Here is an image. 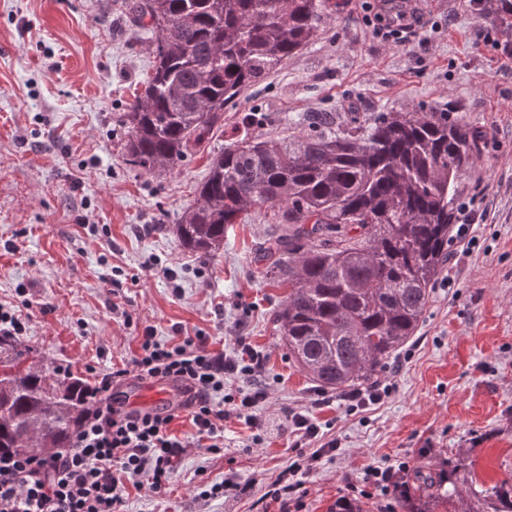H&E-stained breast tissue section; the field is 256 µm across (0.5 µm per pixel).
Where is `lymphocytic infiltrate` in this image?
I'll list each match as a JSON object with an SVG mask.
<instances>
[{"label":"lymphocytic infiltrate","mask_w":512,"mask_h":512,"mask_svg":"<svg viewBox=\"0 0 512 512\" xmlns=\"http://www.w3.org/2000/svg\"><path fill=\"white\" fill-rule=\"evenodd\" d=\"M265 358L249 344L233 352L215 350L208 337L183 336L175 342L157 340L144 327L130 365L98 373L88 410L71 437V445L49 457L0 453V512H123L125 488L120 475L145 477L150 492L166 496L186 448L209 453L224 449V421L236 417L260 441L266 422L257 414L268 397L259 379ZM170 380L186 399L179 405L193 428L192 439L169 430L173 414L130 410L115 390L128 376ZM243 384L227 390V377ZM285 421L300 453L279 477L288 490H298L314 462L336 450L323 440L313 417L289 411Z\"/></svg>","instance_id":"1"}]
</instances>
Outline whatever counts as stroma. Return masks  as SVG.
<instances>
[{
  "label": "stroma",
  "instance_id": "obj_1",
  "mask_svg": "<svg viewBox=\"0 0 512 512\" xmlns=\"http://www.w3.org/2000/svg\"><path fill=\"white\" fill-rule=\"evenodd\" d=\"M129 2L0 0V302L27 304L31 359L89 380L129 364L147 326L163 341L201 333L229 351L245 339L266 357L260 413L272 431L250 448V429L226 419L223 453L188 448L165 497L124 477L126 512H330L341 498L383 512L389 499L364 495V473L401 462L466 459L480 490L512 478V32L469 0H409L428 25L401 44L367 25L362 0H332L334 20L225 107L223 127L197 153L148 175L126 163L119 125L156 40ZM422 105L456 113L483 137L460 194L473 244L447 264L415 336L379 373L391 394L364 409L315 405L318 385L273 321L286 290L254 262L284 225L255 210L208 256L183 247L173 226L239 131L271 141L306 134L320 112ZM291 409L310 411L337 452L282 508L263 496L295 458L280 428ZM232 475L252 490L200 498Z\"/></svg>",
  "mask_w": 512,
  "mask_h": 512
}]
</instances>
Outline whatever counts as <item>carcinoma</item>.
<instances>
[{
    "label": "carcinoma",
    "mask_w": 512,
    "mask_h": 512,
    "mask_svg": "<svg viewBox=\"0 0 512 512\" xmlns=\"http://www.w3.org/2000/svg\"><path fill=\"white\" fill-rule=\"evenodd\" d=\"M512 30V0H471ZM157 33L153 73L123 113L125 160L172 170L223 125L224 106L313 40L329 0H138ZM480 139L452 112H379L338 124L326 112L305 136L256 141L243 134L212 156L197 198L175 225L181 244L210 255L229 224L273 210L288 234L267 240L255 261L288 286L275 315L288 353L320 386L368 382L415 336L448 263L462 175ZM359 232L348 241V231ZM27 349L0 342V450L70 447L88 408L81 377H52ZM36 430L29 432L31 421ZM462 460L424 463L394 494L401 512H512V479L476 490Z\"/></svg>",
    "instance_id": "obj_1"
}]
</instances>
